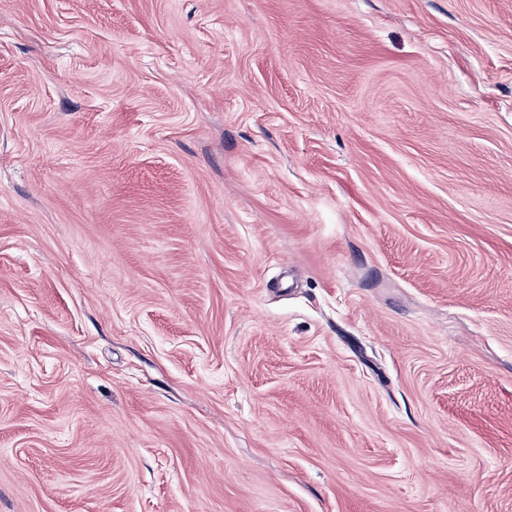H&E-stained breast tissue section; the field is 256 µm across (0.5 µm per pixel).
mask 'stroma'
Masks as SVG:
<instances>
[{"instance_id":"1","label":"stroma","mask_w":512,"mask_h":512,"mask_svg":"<svg viewBox=\"0 0 512 512\" xmlns=\"http://www.w3.org/2000/svg\"><path fill=\"white\" fill-rule=\"evenodd\" d=\"M0 512H512V0H0Z\"/></svg>"}]
</instances>
